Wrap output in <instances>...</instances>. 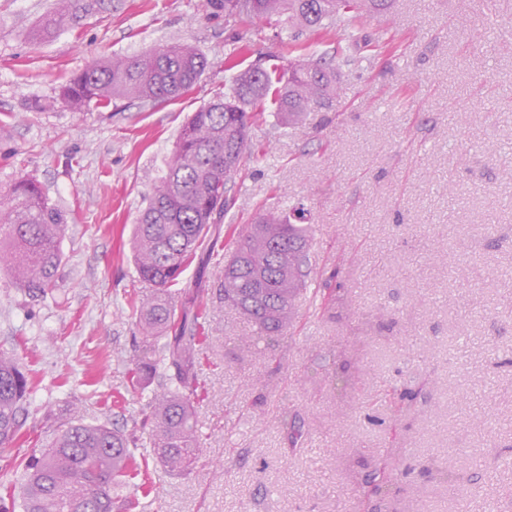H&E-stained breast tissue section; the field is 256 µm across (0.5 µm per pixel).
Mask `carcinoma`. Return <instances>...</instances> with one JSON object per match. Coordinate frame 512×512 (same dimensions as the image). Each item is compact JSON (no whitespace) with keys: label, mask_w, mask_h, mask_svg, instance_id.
<instances>
[{"label":"carcinoma","mask_w":512,"mask_h":512,"mask_svg":"<svg viewBox=\"0 0 512 512\" xmlns=\"http://www.w3.org/2000/svg\"><path fill=\"white\" fill-rule=\"evenodd\" d=\"M393 0H206L226 17L276 18L297 38L304 30H336L348 48L371 45L353 34L358 20L386 12ZM89 11L85 0H56L38 25L50 35ZM354 61L342 51L332 62L312 54L281 71L261 62L236 73L227 92L193 112L182 126L167 168L154 184L135 225L131 255L147 294L133 302L142 333L134 346L136 384L149 391L154 422L152 455L175 475L198 458L196 351L204 306L190 294L169 291L197 256L211 225L229 207L227 193L254 153L250 128L257 108L269 100L284 125H299L307 113L329 106L339 70ZM207 58L188 43H170L133 56L95 61L74 75L62 98L75 111L91 105L107 108L117 100L159 101L182 97L208 67ZM67 216L36 183L21 180L0 191V271L31 298L56 288L63 260ZM237 244L224 260L220 296L256 326V339L277 340L295 300L306 292L310 271L309 227L289 223V213L264 211L253 224L235 228ZM159 389L149 390L153 383ZM33 379L14 353L0 351V447L21 436L29 416ZM135 465L131 443L118 428L84 421L72 407L53 436L19 464L18 485L4 487L0 512H121L123 478ZM450 492L471 481L442 464H432ZM399 471L379 463L370 481L380 495L395 484Z\"/></svg>","instance_id":"carcinoma-1"}]
</instances>
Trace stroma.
<instances>
[{"instance_id":"obj_1","label":"stroma","mask_w":512,"mask_h":512,"mask_svg":"<svg viewBox=\"0 0 512 512\" xmlns=\"http://www.w3.org/2000/svg\"><path fill=\"white\" fill-rule=\"evenodd\" d=\"M54 0H0V190L36 182L68 216L58 286L32 299L0 274V350L31 373L33 437L82 404L86 422L134 441L133 512H512V0H395L361 31L373 46L344 68L329 107L303 126L272 115L212 226L173 285L207 308L199 350L201 452L188 473L155 461L151 411L134 391L143 291L130 260L141 210L187 116L261 56H333L335 34L280 39L277 22L225 19L205 0H105L35 38ZM173 42L211 65L176 100L77 112L62 87L93 61ZM305 204L315 275L335 276L336 316L300 297L275 363L219 298L226 227ZM418 390L398 412L385 386ZM303 418L290 443L281 412ZM412 463L390 505L362 502L378 455ZM438 460L475 480L456 496Z\"/></svg>"}]
</instances>
